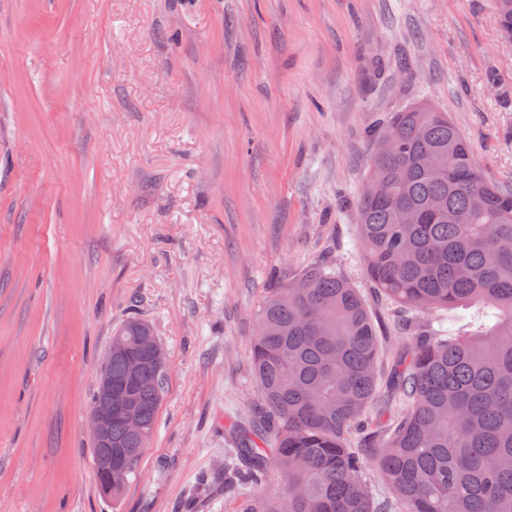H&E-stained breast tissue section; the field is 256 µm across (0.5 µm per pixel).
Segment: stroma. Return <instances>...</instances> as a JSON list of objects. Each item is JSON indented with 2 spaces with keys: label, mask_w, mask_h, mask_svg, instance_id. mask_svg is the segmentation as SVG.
<instances>
[{
  "label": "stroma",
  "mask_w": 512,
  "mask_h": 512,
  "mask_svg": "<svg viewBox=\"0 0 512 512\" xmlns=\"http://www.w3.org/2000/svg\"><path fill=\"white\" fill-rule=\"evenodd\" d=\"M493 0H0V512H242L227 419L259 400L269 272L363 290L372 133L427 100L512 187V41ZM167 351L154 434L114 497L87 429L113 328Z\"/></svg>",
  "instance_id": "1"
}]
</instances>
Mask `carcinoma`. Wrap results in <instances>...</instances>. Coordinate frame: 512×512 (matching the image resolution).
I'll list each match as a JSON object with an SVG mask.
<instances>
[{"label": "carcinoma", "instance_id": "1", "mask_svg": "<svg viewBox=\"0 0 512 512\" xmlns=\"http://www.w3.org/2000/svg\"><path fill=\"white\" fill-rule=\"evenodd\" d=\"M512 40V0H494ZM355 211L371 287L405 309L409 344L381 373V336L361 291L321 258L269 288L255 309L252 374L261 402L224 426L230 480L279 471L283 492L244 512H512V189L483 175L463 131L428 102L393 113L374 139ZM422 214L398 224V208ZM490 307V327L450 336L420 314ZM112 378V490L134 474L161 405L167 359L128 317L100 365ZM134 402L139 430L127 423ZM369 429L374 449L351 447ZM374 466L388 493L364 478Z\"/></svg>", "mask_w": 512, "mask_h": 512}]
</instances>
